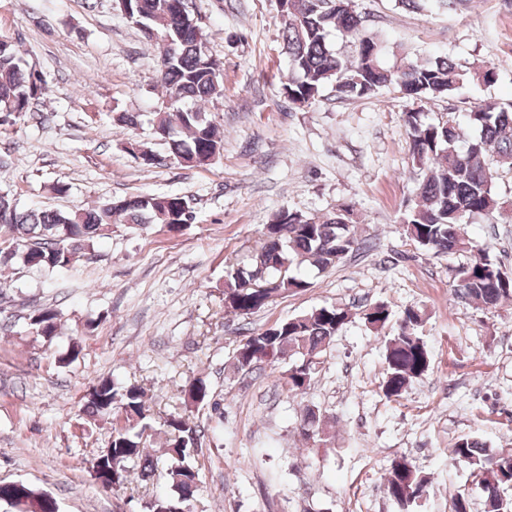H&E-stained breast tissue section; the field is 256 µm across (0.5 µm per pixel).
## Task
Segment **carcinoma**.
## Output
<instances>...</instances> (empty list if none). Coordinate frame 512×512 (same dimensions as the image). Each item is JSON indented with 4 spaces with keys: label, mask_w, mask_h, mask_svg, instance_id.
I'll list each match as a JSON object with an SVG mask.
<instances>
[{
    "label": "carcinoma",
    "mask_w": 512,
    "mask_h": 512,
    "mask_svg": "<svg viewBox=\"0 0 512 512\" xmlns=\"http://www.w3.org/2000/svg\"><path fill=\"white\" fill-rule=\"evenodd\" d=\"M394 2L406 11L443 13L457 10L467 0ZM182 5L184 0H127L119 10L146 40L159 47L163 103L153 113L154 134L179 164L198 167L224 145V133L203 112L205 104L223 96L224 82L222 63L210 54L200 20L193 12L183 11ZM281 19L283 49L289 61L282 92L292 102L311 105L326 89L340 100L369 98L391 89L414 104L402 116L418 176L416 202L404 220L406 234L425 251L470 253L469 261L456 270L457 298L484 308L512 300V272L475 248L464 232V225L472 219L490 216L499 207L493 183L496 165H512V105L486 99L473 106L463 122L452 115L426 122L421 108L430 100L453 96L469 83L495 84V67L471 69L446 55L390 67L384 63V41L367 31L352 0H288ZM335 31L351 36L350 56L332 49L329 36ZM46 91L39 71L24 62L15 44L1 39L0 125L15 123ZM187 205L184 196L161 195L115 198L76 210H22L13 195L0 190V266L18 261L61 270L114 224L180 228L193 221L184 214ZM355 243V227L346 208L321 221L281 210L264 226L263 242L252 263L230 273L224 285V307L238 316L252 315L277 296L308 287L307 281L291 274L292 267L308 264L325 271L341 263ZM362 318L379 331L389 323L391 311L379 303L364 310ZM350 319L347 308L328 305L251 332L240 341L233 368L249 373L264 360H286L285 385L291 396L301 397L310 390L334 337ZM59 321L57 309L36 308L28 317V326L37 335L50 337L57 334ZM423 321L420 310L406 309L396 332L386 341L381 388L387 398L401 396L429 370L430 352L419 334ZM184 400L194 407L207 404L206 383L198 379L190 384ZM82 412L94 421L122 415L123 425L113 429L111 453L105 462L112 473V486L127 484L133 476L146 481L153 475L159 459L146 451L144 430L138 428L148 412L140 386L118 387L112 379L102 378L83 396ZM166 426L169 454L177 460L167 468L174 495L150 501L149 512H177L191 505L198 487L195 462L201 452L202 429L190 426L189 419L180 415L170 416ZM335 427L336 419L308 404L300 415L298 431L307 443L325 444ZM448 457L470 468L473 482L483 493V512H512V450H495L476 437L463 436L448 448ZM429 485V477L403 456L391 462L384 487L398 512H416ZM16 497L13 488L0 486V502L20 512H55L56 502L31 487L22 500L16 502Z\"/></svg>",
    "instance_id": "cac0c4a2"
}]
</instances>
